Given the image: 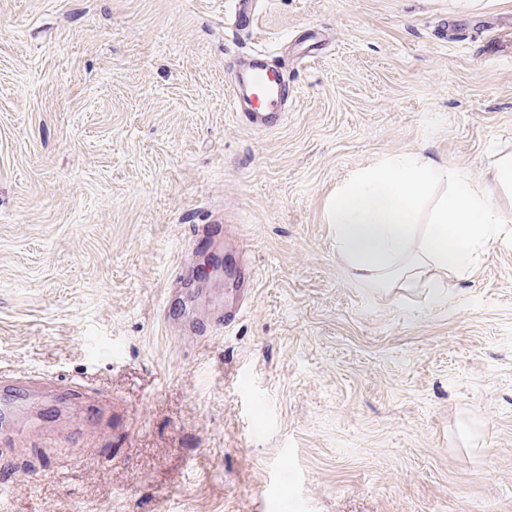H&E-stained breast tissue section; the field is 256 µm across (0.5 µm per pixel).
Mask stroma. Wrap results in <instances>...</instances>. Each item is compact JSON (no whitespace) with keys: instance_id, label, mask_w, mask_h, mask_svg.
Listing matches in <instances>:
<instances>
[{"instance_id":"stroma-1","label":"stroma","mask_w":512,"mask_h":512,"mask_svg":"<svg viewBox=\"0 0 512 512\" xmlns=\"http://www.w3.org/2000/svg\"><path fill=\"white\" fill-rule=\"evenodd\" d=\"M0 0V431L7 512H512V232L464 275L355 279L326 210L417 153L490 181L512 155V0ZM317 32L288 121L227 75ZM240 229L255 291L215 342ZM82 379L72 395L57 378ZM258 0H235L230 23L235 28L252 29L256 24ZM230 239V238H229ZM231 240V239H230ZM192 253L212 256L216 263L224 261V270L233 280L231 301L211 323H192L186 326L191 332L203 335L209 329H229L243 316L245 303L251 292L252 269L243 262L240 249L233 240L224 247V227L222 224H198L191 237Z\"/></svg>"}]
</instances>
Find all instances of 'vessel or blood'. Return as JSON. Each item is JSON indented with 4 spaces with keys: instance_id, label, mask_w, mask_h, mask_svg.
<instances>
[{
    "instance_id": "vessel-or-blood-1",
    "label": "vessel or blood",
    "mask_w": 512,
    "mask_h": 512,
    "mask_svg": "<svg viewBox=\"0 0 512 512\" xmlns=\"http://www.w3.org/2000/svg\"><path fill=\"white\" fill-rule=\"evenodd\" d=\"M258 0H235L230 17L232 26L250 29L256 24ZM296 91L290 84L285 64L274 61L262 51L239 59L229 78L228 98L233 108L241 109V118L250 128L274 131L285 122L289 102ZM192 249L204 256H212L224 265L233 280L232 298L224 310L208 324L192 323L188 329L197 334L208 330L228 328L243 316L245 303L251 291L252 270L242 260L236 244H225L224 228L219 224H200L191 237Z\"/></svg>"
}]
</instances>
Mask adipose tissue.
I'll list each match as a JSON object with an SVG mask.
<instances>
[{"instance_id":"obj_1","label":"adipose tissue","mask_w":512,"mask_h":512,"mask_svg":"<svg viewBox=\"0 0 512 512\" xmlns=\"http://www.w3.org/2000/svg\"><path fill=\"white\" fill-rule=\"evenodd\" d=\"M442 182L449 190L416 234L419 208ZM327 218L353 277L382 286L414 283L429 265L466 272L474 254L505 233L484 184L419 154L353 175L331 199Z\"/></svg>"}]
</instances>
